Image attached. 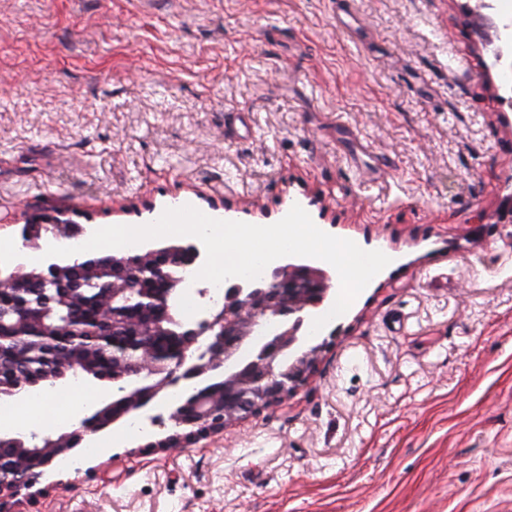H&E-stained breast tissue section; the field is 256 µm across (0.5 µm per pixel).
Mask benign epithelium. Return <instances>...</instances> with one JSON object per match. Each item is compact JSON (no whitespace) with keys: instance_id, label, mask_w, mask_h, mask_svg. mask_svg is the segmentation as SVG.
Listing matches in <instances>:
<instances>
[{"instance_id":"benign-epithelium-1","label":"benign epithelium","mask_w":512,"mask_h":512,"mask_svg":"<svg viewBox=\"0 0 512 512\" xmlns=\"http://www.w3.org/2000/svg\"><path fill=\"white\" fill-rule=\"evenodd\" d=\"M146 254L159 259L157 268L181 266L192 262L201 254L200 247L191 243H169L146 249ZM98 270L112 279V317H117L130 308L153 310L156 316L147 323L148 332L134 336H117V326L106 329L84 326L75 332L78 339L86 338L96 342L102 348L112 350V356L123 364L121 377H137L140 383L131 388V393L141 397L137 416L151 427L164 426V417L175 420L181 426L189 427L183 433H173L154 443L156 447H183L196 438L224 429L227 420L235 418V411L245 406L240 388L248 385L259 386L262 400L254 403L253 408L265 410L267 405H277L289 392L305 384L312 372L314 363L306 362L301 371L288 373V383L276 376L278 358L285 348L299 343L300 333L309 311L319 307L327 297L333 274L324 268L315 267L302 261H286L271 268L265 276L252 283L232 288L227 303L207 311L192 324L183 326V331L175 338H189L199 346V350L190 353L184 346L176 348L172 361L155 360L143 355V349L151 335L160 331L159 320L171 318L175 291L159 294L154 290L139 291L119 287V279L131 275L136 267L132 260L116 262L112 256L103 253L92 256ZM70 257H48L41 261L29 259L32 268L38 272L39 280L57 279ZM0 285L15 289L17 294L27 293L10 266L0 265ZM277 324L278 338L264 343L251 363L246 365L233 384L224 385V395H193L183 406L169 409L165 415L156 411L162 402L156 400L157 392L166 385L191 382L195 375L204 373L212 367L224 365V357L236 350V345L248 329L260 325ZM124 403L120 397L108 404L92 409L79 419L73 430L60 433H47L38 443L23 448L26 455V472L18 473L9 485L0 484V512H6L7 501L36 484L34 475H45L47 468L59 455L69 454L76 449L87 433L97 427L98 421L112 416L116 422L122 414L116 409ZM229 419H224V413Z\"/></svg>"}]
</instances>
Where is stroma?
I'll list each match as a JSON object with an SVG mask.
<instances>
[{
	"mask_svg": "<svg viewBox=\"0 0 512 512\" xmlns=\"http://www.w3.org/2000/svg\"><path fill=\"white\" fill-rule=\"evenodd\" d=\"M468 0H0V240L301 206L391 262L280 405L52 466L13 512H512V71Z\"/></svg>",
	"mask_w": 512,
	"mask_h": 512,
	"instance_id": "obj_1",
	"label": "stroma"
}]
</instances>
